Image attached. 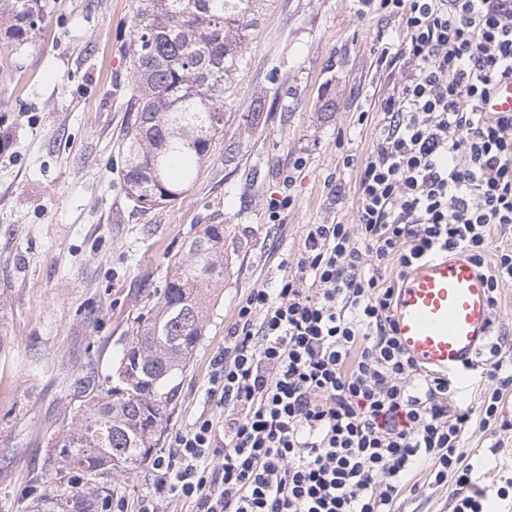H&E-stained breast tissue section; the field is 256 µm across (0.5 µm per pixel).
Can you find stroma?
<instances>
[{
  "label": "stroma",
  "mask_w": 512,
  "mask_h": 512,
  "mask_svg": "<svg viewBox=\"0 0 512 512\" xmlns=\"http://www.w3.org/2000/svg\"><path fill=\"white\" fill-rule=\"evenodd\" d=\"M136 0H48L40 32L0 75V512H32L40 470L70 421L75 377L112 382L139 313L162 299L185 240L224 227V286L172 392L157 454L201 413L210 363L238 302L295 275L309 225L353 223L370 120L399 75L380 60L399 18L361 15L357 0H272L224 79V130L176 200L142 211L123 184L129 114L115 86L133 82ZM260 121H253L256 101ZM367 119H360V112ZM301 169H294L296 158ZM292 196L280 221L270 199ZM475 474L490 512H512L492 483L512 471V434ZM151 464L120 477L122 512L154 486ZM453 484L412 475L395 512H451Z\"/></svg>",
  "instance_id": "35a3bbf8"
}]
</instances>
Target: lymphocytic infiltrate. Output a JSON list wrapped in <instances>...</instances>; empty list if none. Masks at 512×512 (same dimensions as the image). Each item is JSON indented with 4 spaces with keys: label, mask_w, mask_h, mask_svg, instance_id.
Here are the masks:
<instances>
[{
    "label": "lymphocytic infiltrate",
    "mask_w": 512,
    "mask_h": 512,
    "mask_svg": "<svg viewBox=\"0 0 512 512\" xmlns=\"http://www.w3.org/2000/svg\"><path fill=\"white\" fill-rule=\"evenodd\" d=\"M358 2L405 27L355 221L310 225L295 276L239 304L210 374L224 419L199 415L174 436L140 512L168 499L194 512H394L419 466L454 484L452 512H485L463 445L475 427L512 430L506 334L493 326L469 366L487 382L476 419L403 352L393 310L399 280L434 254L466 253L491 296L512 283V246L489 248L492 228L512 231V112L489 108L512 84V0Z\"/></svg>",
    "instance_id": "lymphocytic-infiltrate-1"
}]
</instances>
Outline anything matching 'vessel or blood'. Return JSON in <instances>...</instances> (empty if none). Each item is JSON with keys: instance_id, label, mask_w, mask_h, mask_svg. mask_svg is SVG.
<instances>
[{"instance_id": "vessel-or-blood-1", "label": "vessel or blood", "mask_w": 512, "mask_h": 512, "mask_svg": "<svg viewBox=\"0 0 512 512\" xmlns=\"http://www.w3.org/2000/svg\"><path fill=\"white\" fill-rule=\"evenodd\" d=\"M489 297L484 273L467 255L425 259L402 284L396 300L402 349L425 371L456 374L489 337Z\"/></svg>"}]
</instances>
